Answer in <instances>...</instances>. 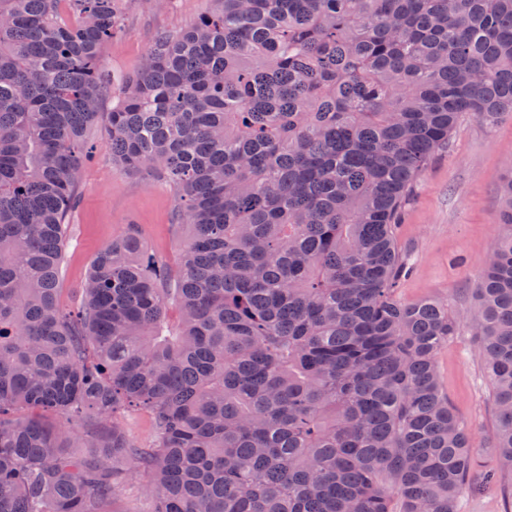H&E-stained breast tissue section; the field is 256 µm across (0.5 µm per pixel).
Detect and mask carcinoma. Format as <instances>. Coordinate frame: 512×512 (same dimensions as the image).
<instances>
[{
  "mask_svg": "<svg viewBox=\"0 0 512 512\" xmlns=\"http://www.w3.org/2000/svg\"><path fill=\"white\" fill-rule=\"evenodd\" d=\"M124 2L0 0V512H104L120 458L149 512H458L512 474V174L470 315L488 456L435 363L458 321L399 299L394 235L460 117L512 112V0H217L101 112ZM95 124L169 183L184 240L171 267L116 238L71 310ZM127 434L133 440L146 444L152 437V427L147 415L138 410H129L123 419Z\"/></svg>",
  "mask_w": 512,
  "mask_h": 512,
  "instance_id": "cac0c4a2",
  "label": "carcinoma"
}]
</instances>
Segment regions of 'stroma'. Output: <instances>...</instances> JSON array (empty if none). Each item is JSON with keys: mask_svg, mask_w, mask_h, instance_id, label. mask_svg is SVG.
Segmentation results:
<instances>
[{"mask_svg": "<svg viewBox=\"0 0 512 512\" xmlns=\"http://www.w3.org/2000/svg\"><path fill=\"white\" fill-rule=\"evenodd\" d=\"M214 0H128L117 34L105 43L100 62L115 83L140 67L159 31L175 32L215 9ZM95 147L84 165L70 215L60 276L61 303L70 306L95 255L128 229H136L163 263L175 264L179 239L174 228L175 196L161 176L113 164L100 127L88 128ZM512 167V118L484 124L462 116L417 182L403 208L396 235L410 272L398 284L408 303L447 301L459 321L457 336L436 356L448 398L480 438L490 439L495 417L490 383L469 328L475 288L500 230L498 187Z\"/></svg>", "mask_w": 512, "mask_h": 512, "instance_id": "1", "label": "stroma"}]
</instances>
